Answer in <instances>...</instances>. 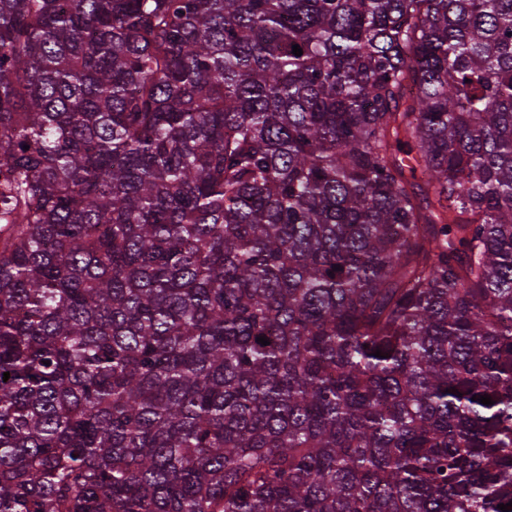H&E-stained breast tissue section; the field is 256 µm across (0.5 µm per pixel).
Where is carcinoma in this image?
I'll use <instances>...</instances> for the list:
<instances>
[{"label":"carcinoma","mask_w":512,"mask_h":512,"mask_svg":"<svg viewBox=\"0 0 512 512\" xmlns=\"http://www.w3.org/2000/svg\"><path fill=\"white\" fill-rule=\"evenodd\" d=\"M511 501L512 0H0V512Z\"/></svg>","instance_id":"carcinoma-1"}]
</instances>
